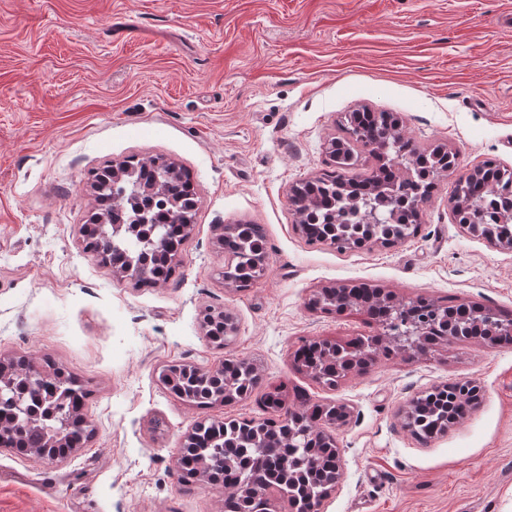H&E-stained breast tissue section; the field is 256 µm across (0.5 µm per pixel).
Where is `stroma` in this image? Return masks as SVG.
Wrapping results in <instances>:
<instances>
[{
    "mask_svg": "<svg viewBox=\"0 0 512 512\" xmlns=\"http://www.w3.org/2000/svg\"><path fill=\"white\" fill-rule=\"evenodd\" d=\"M389 112L417 147L466 172H512V0H0V360L44 358L89 392L90 441L64 461L0 448V512H224L175 460L197 424L288 404L346 405L330 427L343 472L324 512H512V343L471 339L379 359L328 388L298 369L301 338L377 335L353 309L310 307L331 287L399 301L454 296L512 313V251L463 231L446 176L414 237L338 251L298 231L293 188L332 164L353 113ZM188 170L200 200L178 278L136 285L85 249L90 175L127 157ZM265 232L263 275L224 283L221 225ZM231 314L224 349L206 311ZM252 361L245 399L197 409L159 380L169 364ZM480 405L418 441L401 411L449 381Z\"/></svg>",
    "mask_w": 512,
    "mask_h": 512,
    "instance_id": "1",
    "label": "stroma"
}]
</instances>
